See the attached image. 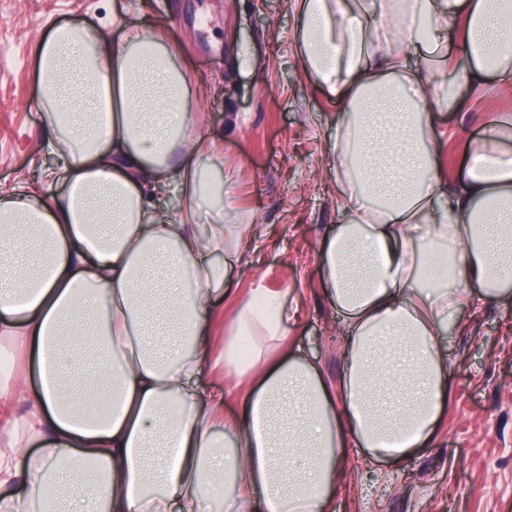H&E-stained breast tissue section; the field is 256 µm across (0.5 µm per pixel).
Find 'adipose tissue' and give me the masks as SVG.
Listing matches in <instances>:
<instances>
[{
	"label": "adipose tissue",
	"instance_id": "adipose-tissue-1",
	"mask_svg": "<svg viewBox=\"0 0 512 512\" xmlns=\"http://www.w3.org/2000/svg\"><path fill=\"white\" fill-rule=\"evenodd\" d=\"M292 4L303 66L341 112L344 222L319 255L338 380L289 343L287 289L261 282L214 353L204 326L252 227L195 224L197 198L226 203L195 159L200 92L153 30L54 25L37 43L58 144L42 182L62 191L0 185V339L38 375L0 379V512H204L216 495L224 512H331L348 451L398 462L429 441L449 327L512 303V132L495 120L469 142L452 191L431 123L462 86H512V0ZM174 181L183 203L161 210Z\"/></svg>",
	"mask_w": 512,
	"mask_h": 512
}]
</instances>
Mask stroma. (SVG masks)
I'll return each mask as SVG.
<instances>
[{
    "instance_id": "1",
    "label": "stroma",
    "mask_w": 512,
    "mask_h": 512,
    "mask_svg": "<svg viewBox=\"0 0 512 512\" xmlns=\"http://www.w3.org/2000/svg\"><path fill=\"white\" fill-rule=\"evenodd\" d=\"M0 0V185L36 180L54 157L36 66V38L74 22L120 40L126 26L158 32L177 50L189 84L218 78L197 114L206 145L198 161L231 174L230 214L256 230L209 323L224 344L223 312L257 282L291 288L304 307L292 341L337 378L343 320L330 304L318 261L341 221L327 167L339 113L302 66L291 0ZM512 123V90L462 87L459 108L436 112L440 163L456 188L469 141L491 120ZM227 214V215H230ZM226 214L197 206L200 232ZM451 370L442 418L430 442L401 462L351 456L336 512H512V305L487 304L448 342Z\"/></svg>"
}]
</instances>
